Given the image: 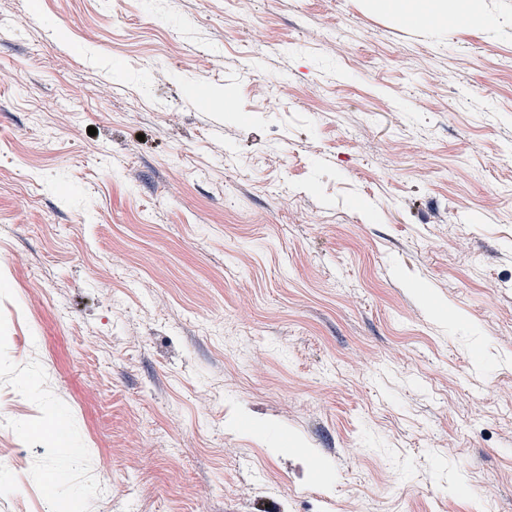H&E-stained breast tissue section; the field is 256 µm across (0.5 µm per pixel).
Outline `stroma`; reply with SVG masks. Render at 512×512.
Instances as JSON below:
<instances>
[{"label": "stroma", "instance_id": "obj_1", "mask_svg": "<svg viewBox=\"0 0 512 512\" xmlns=\"http://www.w3.org/2000/svg\"><path fill=\"white\" fill-rule=\"evenodd\" d=\"M482 2L0 0V512H512ZM371 4L395 18L413 23L445 22L448 12L458 9L447 0H374Z\"/></svg>", "mask_w": 512, "mask_h": 512}]
</instances>
